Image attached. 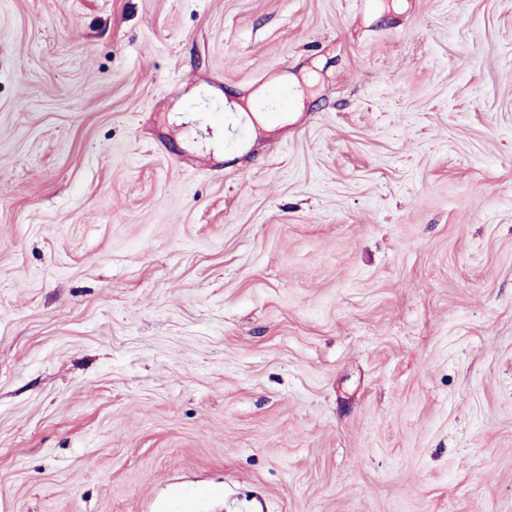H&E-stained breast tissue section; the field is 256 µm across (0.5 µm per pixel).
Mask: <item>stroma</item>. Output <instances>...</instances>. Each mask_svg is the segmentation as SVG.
<instances>
[{
	"label": "stroma",
	"instance_id": "stroma-1",
	"mask_svg": "<svg viewBox=\"0 0 512 512\" xmlns=\"http://www.w3.org/2000/svg\"><path fill=\"white\" fill-rule=\"evenodd\" d=\"M228 497L512 512V0H0V512Z\"/></svg>",
	"mask_w": 512,
	"mask_h": 512
}]
</instances>
